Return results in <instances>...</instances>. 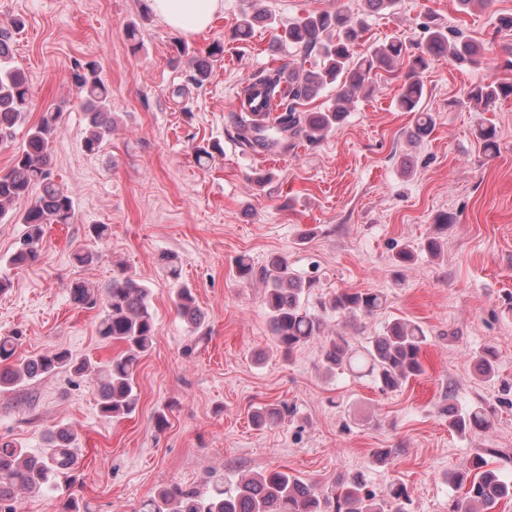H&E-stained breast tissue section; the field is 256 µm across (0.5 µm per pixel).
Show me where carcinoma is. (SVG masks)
Listing matches in <instances>:
<instances>
[{"label": "carcinoma", "instance_id": "cac0c4a2", "mask_svg": "<svg viewBox=\"0 0 512 512\" xmlns=\"http://www.w3.org/2000/svg\"><path fill=\"white\" fill-rule=\"evenodd\" d=\"M270 17L259 10L242 15L234 36L243 41L251 36L259 20ZM22 26L13 18L0 25V144L8 143L13 129L28 112L32 90L25 73L11 66V31ZM366 31L365 21L349 16L343 10L313 12L299 17L276 35V39L292 47L301 59L315 54V69L306 70L298 63L288 67L265 69L252 75L253 86L264 90L276 113L233 112L230 123L235 139L245 152L286 150L298 141L311 144L321 141L340 125L351 104L363 94L376 89V77L406 67L405 80L396 98L403 112L413 114L414 133L430 132L433 118L422 108L425 86L422 73L432 58L446 55L458 65L474 64L482 59V48L457 33L436 25L428 28L425 40L413 43L393 39L374 45L359 55L355 48ZM207 58L195 61L188 83L197 87L210 77L211 62L223 57L224 44L217 41L205 51ZM74 82L82 94L87 117L83 148L89 154L101 151L112 134L110 118L111 93L91 63L76 64ZM333 89L326 109L307 112L302 102ZM512 95V83L493 80L477 84L467 92V102L478 111H487L498 100ZM59 112L43 113L26 139L13 152L9 169L0 173V221L18 219L27 231L11 254L14 266L35 264L40 257V242L49 224H71L75 210L70 192L51 177L49 161L58 132ZM485 153L497 150V131L493 125L478 129ZM23 201L21 213L14 204ZM162 268L174 284L173 304L176 312L187 320L193 332L202 326L203 316L193 288L179 281L177 256H161ZM237 277L247 283L263 285L262 302L268 315L270 332L278 349L290 357L315 339H324L322 362L334 371L346 365L373 377L383 392H395L411 379L423 374V347L427 343L424 329L406 318H395L371 337L361 350L350 349L341 336L326 333L328 313L353 320L378 311L384 300L379 291L341 290L328 300L310 302L315 282L302 280L292 271L288 256L278 255L267 265L256 266L241 256L236 262ZM72 303L94 308L102 304L103 315L97 326L98 335L117 346L119 352L94 369L101 414L121 419L136 411L139 398L135 376L142 357L150 350L156 330V318L145 288L124 271L112 280L100 295L82 281L69 285ZM19 338L0 336V389L14 387L24 380H35L65 369L75 375L88 372L90 361L78 359L66 349H52L23 360H16ZM494 350L486 347L478 355L481 375L495 376ZM444 396L439 407L448 416V428L460 433L484 431L491 426L486 408L481 405L464 409ZM282 416L278 404H267L252 413L259 426L272 425ZM51 447L42 455H33L12 444L0 445V512H16L19 495L41 487L74 482L76 460L72 451L74 433L61 427L50 438ZM448 483L465 490L453 502L452 512H492L503 499L512 498V480L487 468L479 454L448 474ZM407 487L393 483L387 492L377 495L366 487L361 473H347L327 489L316 482H305L279 469L244 475L229 488L224 481L214 482L202 492L179 483H170L157 494L140 503L138 512H408ZM57 512H92L87 502L75 494L60 500Z\"/></svg>", "mask_w": 512, "mask_h": 512}]
</instances>
